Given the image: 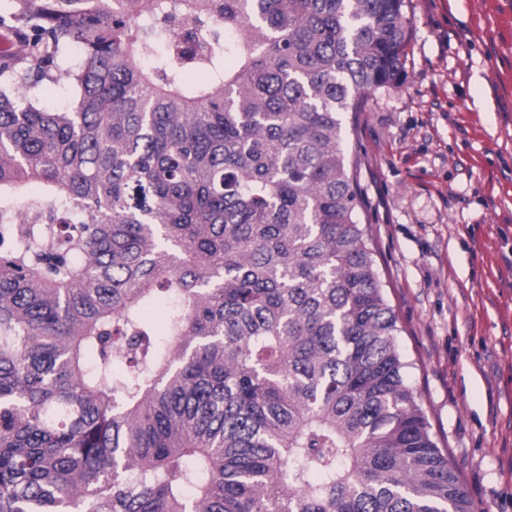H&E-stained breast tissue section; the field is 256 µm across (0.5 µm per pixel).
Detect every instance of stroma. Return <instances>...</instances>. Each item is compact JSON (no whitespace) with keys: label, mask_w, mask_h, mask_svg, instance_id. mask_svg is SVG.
<instances>
[{"label":"stroma","mask_w":512,"mask_h":512,"mask_svg":"<svg viewBox=\"0 0 512 512\" xmlns=\"http://www.w3.org/2000/svg\"><path fill=\"white\" fill-rule=\"evenodd\" d=\"M347 148L407 377L475 512H512V0H405Z\"/></svg>","instance_id":"35a3bbf8"}]
</instances>
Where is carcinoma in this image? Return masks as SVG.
I'll return each instance as SVG.
<instances>
[{"label": "carcinoma", "instance_id": "carcinoma-1", "mask_svg": "<svg viewBox=\"0 0 512 512\" xmlns=\"http://www.w3.org/2000/svg\"><path fill=\"white\" fill-rule=\"evenodd\" d=\"M404 8L0 0V512H474L347 149Z\"/></svg>", "mask_w": 512, "mask_h": 512}]
</instances>
